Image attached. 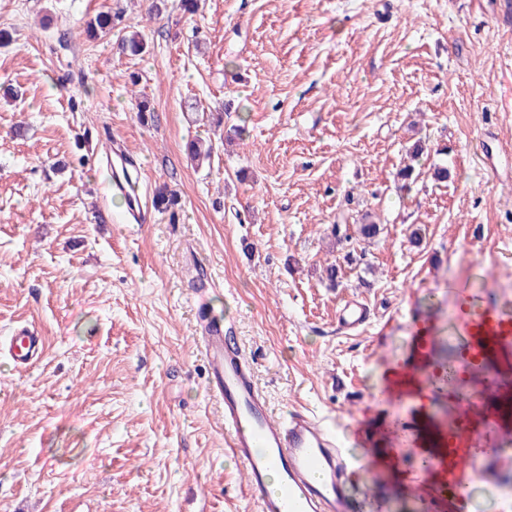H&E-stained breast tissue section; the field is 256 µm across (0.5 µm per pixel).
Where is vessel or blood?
Returning a JSON list of instances; mask_svg holds the SVG:
<instances>
[{
	"instance_id": "1",
	"label": "vessel or blood",
	"mask_w": 512,
	"mask_h": 512,
	"mask_svg": "<svg viewBox=\"0 0 512 512\" xmlns=\"http://www.w3.org/2000/svg\"><path fill=\"white\" fill-rule=\"evenodd\" d=\"M453 300L459 309L460 361L486 383L449 411L443 432L452 446L430 455L436 478L422 480L418 493L428 502L447 500L453 512H472L478 450L512 444V376L492 369L497 358L512 354V313L465 289L454 291ZM195 342L206 362V390L224 407L228 447L245 470L246 492L257 512H358L347 479L352 464L337 430L302 410L274 419L249 360L201 306ZM6 346L18 365L33 364L44 352L42 338L25 327L14 330ZM429 381L422 371L403 367L382 394L397 406L414 399L416 385Z\"/></svg>"
}]
</instances>
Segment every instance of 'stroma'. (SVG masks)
I'll list each match as a JSON object with an SVG mask.
<instances>
[{
    "instance_id": "35a3bbf8",
    "label": "stroma",
    "mask_w": 512,
    "mask_h": 512,
    "mask_svg": "<svg viewBox=\"0 0 512 512\" xmlns=\"http://www.w3.org/2000/svg\"><path fill=\"white\" fill-rule=\"evenodd\" d=\"M178 3L152 20L148 0H0V85L16 91L0 93V345L18 325L45 340L29 369L0 352V512H256L207 394L201 302L276 415L371 430L400 462L390 490L355 469L361 512H411L412 432L433 430L445 400L388 407L386 371L419 322L436 356L457 349L450 290L512 311V177L481 164L512 170V0H198L192 17ZM100 11L122 18L80 37ZM134 31L147 53L119 54ZM203 111L244 138L221 142ZM196 138L210 166L187 159ZM116 141L145 200L164 186L175 209L129 221ZM367 212L382 226L370 243L355 236ZM347 300L366 323L340 327ZM480 460L492 479L475 512H498L512 465Z\"/></svg>"
}]
</instances>
